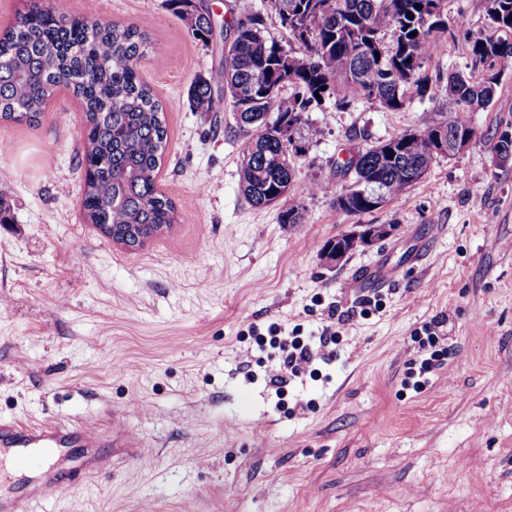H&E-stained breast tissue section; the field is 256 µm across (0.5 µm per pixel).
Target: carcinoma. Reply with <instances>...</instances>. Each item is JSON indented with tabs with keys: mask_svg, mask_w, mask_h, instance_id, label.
<instances>
[{
	"mask_svg": "<svg viewBox=\"0 0 512 512\" xmlns=\"http://www.w3.org/2000/svg\"><path fill=\"white\" fill-rule=\"evenodd\" d=\"M166 2L194 39L210 41L209 0ZM268 2L302 53L268 42L252 2L236 0L239 18L224 54V93L247 137L240 187L257 208L288 193L293 135L305 127L308 136H318L305 114L333 94L336 79L359 98L401 109L412 97L430 94L433 79L425 64L437 35L449 31L443 0ZM488 15L495 27L471 38L470 51L492 73L478 82L451 74L446 90L457 106L453 114L441 113L425 129L381 141L343 163L340 172L352 178L347 195L336 196V209L371 212L402 194L430 167V145L444 133L477 139L471 115L490 103L504 62L512 58V39L498 35L512 34V0H488ZM149 28L147 21L120 26L80 18L54 3L28 6L0 33V121L33 125L56 91L72 90L85 115L84 209L91 223L130 248L177 223L175 203L156 184L168 137L163 106L138 69ZM387 34L392 45L385 48ZM288 85L298 88L292 97L282 93ZM190 98L198 112L221 108L203 76L193 82Z\"/></svg>",
	"mask_w": 512,
	"mask_h": 512,
	"instance_id": "cac0c4a2",
	"label": "carcinoma"
}]
</instances>
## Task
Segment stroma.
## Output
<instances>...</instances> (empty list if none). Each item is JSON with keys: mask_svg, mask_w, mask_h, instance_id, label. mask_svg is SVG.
Segmentation results:
<instances>
[{"mask_svg": "<svg viewBox=\"0 0 512 512\" xmlns=\"http://www.w3.org/2000/svg\"><path fill=\"white\" fill-rule=\"evenodd\" d=\"M235 0H210L214 35L195 40L163 0H68L73 15L149 20L143 80L165 106L157 186L177 222L143 245L115 243L82 205V112L60 90L37 126L0 122V418L91 422L135 437L140 458L94 478L79 498L46 495L32 512H512V161L483 143L433 161L383 207L336 210L349 155L427 127L454 104L455 72L480 80L470 37L488 32L487 0H445L451 32L427 67L440 86L392 110L333 98L322 130L295 137V177L256 208L239 187L245 139L231 105L192 111L207 78L224 95L226 25ZM485 139L512 130V71L473 113ZM330 184L310 194V183ZM302 206V221L281 214ZM362 224L388 238L324 264V246ZM421 260H414L416 250ZM384 263L390 286L359 278ZM341 314H330L332 305ZM440 322L451 355L421 373L417 338ZM312 343V358L271 386L278 358L250 328Z\"/></svg>", "mask_w": 512, "mask_h": 512, "instance_id": "35a3bbf8", "label": "stroma"}]
</instances>
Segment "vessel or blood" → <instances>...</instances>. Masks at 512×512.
Instances as JSON below:
<instances>
[{
  "label": "vessel or blood",
  "instance_id": "b4317fda",
  "mask_svg": "<svg viewBox=\"0 0 512 512\" xmlns=\"http://www.w3.org/2000/svg\"><path fill=\"white\" fill-rule=\"evenodd\" d=\"M101 444L100 429L90 425L0 420V458L28 479L24 492L0 489V512H30L33 502L52 492L84 493L89 478L106 471Z\"/></svg>",
  "mask_w": 512,
  "mask_h": 512
}]
</instances>
